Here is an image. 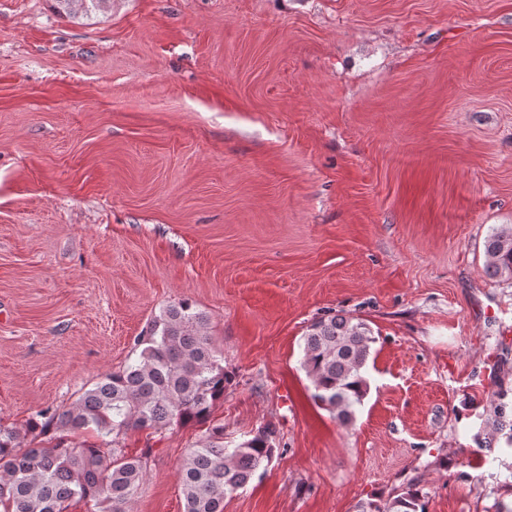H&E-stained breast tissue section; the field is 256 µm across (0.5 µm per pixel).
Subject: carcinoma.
I'll use <instances>...</instances> for the list:
<instances>
[{
    "instance_id": "cac0c4a2",
    "label": "carcinoma",
    "mask_w": 512,
    "mask_h": 512,
    "mask_svg": "<svg viewBox=\"0 0 512 512\" xmlns=\"http://www.w3.org/2000/svg\"><path fill=\"white\" fill-rule=\"evenodd\" d=\"M108 0H56L72 18L90 19ZM489 277L512 276V226L485 242ZM209 319L185 301L168 308L137 339L140 352L123 370L108 374L64 409L40 413L25 429L0 426V512H69L75 503L101 512H126L146 476L145 458L129 456L120 436L129 430L161 431L173 424L204 423L224 399L231 375L206 335ZM362 320L330 315L303 336L301 367L314 403L341 424L353 421L369 389L366 367L372 345ZM494 429L512 450V406L494 407ZM93 432L101 444L70 446L56 437L24 446L30 435ZM281 454L278 430L267 424L247 440L224 445V426L206 428L179 468L184 512H224V498L244 488ZM425 494L412 490L368 501L359 512H426Z\"/></svg>"
}]
</instances>
